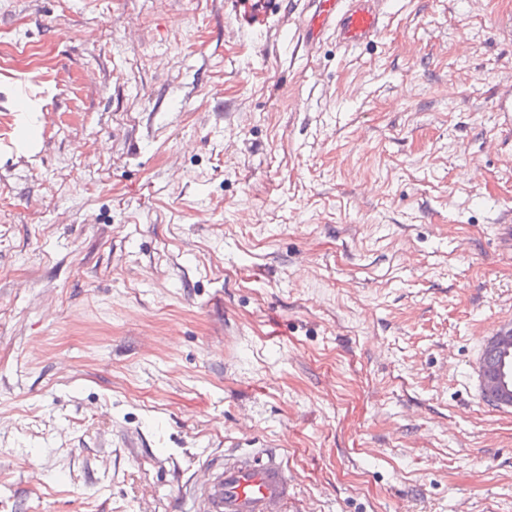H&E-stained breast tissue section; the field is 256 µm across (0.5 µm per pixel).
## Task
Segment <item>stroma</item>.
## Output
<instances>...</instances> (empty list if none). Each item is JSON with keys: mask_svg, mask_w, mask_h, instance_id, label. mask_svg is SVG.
Listing matches in <instances>:
<instances>
[{"mask_svg": "<svg viewBox=\"0 0 512 512\" xmlns=\"http://www.w3.org/2000/svg\"><path fill=\"white\" fill-rule=\"evenodd\" d=\"M350 51L236 0H0V512H185L275 448L288 512H512L505 0ZM484 348L486 360L479 365L482 398L495 406L511 408V379L505 370V361L512 353L511 324L503 325L486 339Z\"/></svg>", "mask_w": 512, "mask_h": 512, "instance_id": "obj_1", "label": "stroma"}]
</instances>
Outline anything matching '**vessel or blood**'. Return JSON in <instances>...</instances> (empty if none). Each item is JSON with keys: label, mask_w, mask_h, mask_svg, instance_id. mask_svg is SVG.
<instances>
[{"label": "vessel or blood", "mask_w": 512, "mask_h": 512, "mask_svg": "<svg viewBox=\"0 0 512 512\" xmlns=\"http://www.w3.org/2000/svg\"><path fill=\"white\" fill-rule=\"evenodd\" d=\"M257 19L276 17L287 26L278 0H240ZM388 0H307L298 37L315 48L325 36L356 49L376 39L386 27ZM291 481L282 456L255 450L213 463L207 478L193 488L189 512H284Z\"/></svg>", "instance_id": "1"}]
</instances>
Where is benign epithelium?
Listing matches in <instances>:
<instances>
[{
    "label": "benign epithelium",
    "instance_id": "1",
    "mask_svg": "<svg viewBox=\"0 0 512 512\" xmlns=\"http://www.w3.org/2000/svg\"><path fill=\"white\" fill-rule=\"evenodd\" d=\"M486 360L479 365L481 395L498 407H512V380L505 361L512 356V326L506 324L485 341Z\"/></svg>",
    "mask_w": 512,
    "mask_h": 512
}]
</instances>
